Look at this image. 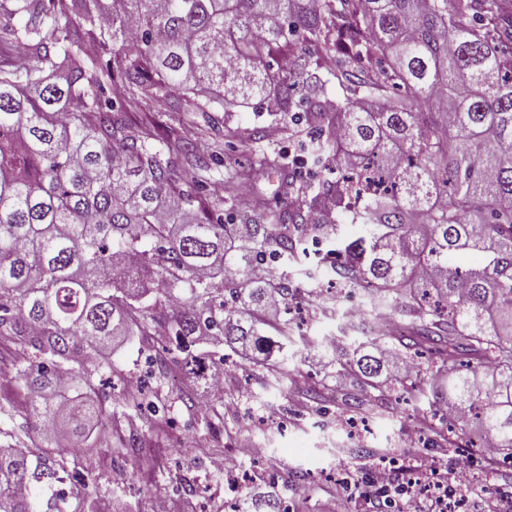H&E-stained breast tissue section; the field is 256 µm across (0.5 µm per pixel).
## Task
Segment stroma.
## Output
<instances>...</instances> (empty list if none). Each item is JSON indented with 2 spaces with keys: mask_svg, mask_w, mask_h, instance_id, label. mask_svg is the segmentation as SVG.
I'll list each match as a JSON object with an SVG mask.
<instances>
[{
  "mask_svg": "<svg viewBox=\"0 0 512 512\" xmlns=\"http://www.w3.org/2000/svg\"><path fill=\"white\" fill-rule=\"evenodd\" d=\"M132 117L137 122L151 121L161 135L176 126L182 140L204 156L217 157V164L206 171L184 163L177 168L179 176L202 181L203 194L215 208L224 206L218 182L221 169L243 172L241 186L253 206L238 213L237 223L275 224L284 211L298 206L297 196L285 195L282 189L285 175L299 171L290 121L254 112L246 105L202 114L191 111L180 97L145 102ZM272 125L279 127V139L268 136ZM260 144L291 157L286 174L249 177L254 150ZM288 270L296 293L281 318L290 327L294 363L302 381L273 386L268 361L239 362L223 344L207 338L198 349L224 356L223 369L233 380L232 405L214 402L209 415L201 416L185 406L178 387L147 374L142 387L153 393L157 409L132 417L119 400L126 376L139 371L149 345L137 335L114 342L103 359L112 369L107 406L113 418L95 423V447L76 444L67 458L73 474L84 472L85 457L99 460V468L87 475L90 485L97 488L102 512H152L153 500L159 496L171 503V512H224V476L209 466L215 455L251 475L238 512H249L251 495L271 491L286 499L290 512H397L396 505L380 497L369 481L382 462L392 464L399 482L427 462L444 472L469 470L471 482L482 492L469 496L465 512H486L488 500L511 497L512 467L484 461L483 431L471 426L465 433L455 432L447 419L434 416L433 397L410 399L400 388L408 379L406 373H391L377 390L364 388L353 377L337 379L334 365L315 344L321 337L332 336L339 349L349 350L365 341L361 321L346 320L345 315L349 305L364 307L368 300L361 294H346L318 256L297 254ZM357 398L361 407L350 408V401ZM159 416L166 425L162 432L152 434L145 450L117 447V429L150 432ZM244 438L252 441L254 451L240 457L235 448ZM271 453L281 461L273 478L262 473ZM186 474L197 488L191 496L181 483Z\"/></svg>",
  "mask_w": 512,
  "mask_h": 512,
  "instance_id": "35a3bbf8",
  "label": "stroma"
}]
</instances>
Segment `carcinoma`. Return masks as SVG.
I'll return each mask as SVG.
<instances>
[{"mask_svg": "<svg viewBox=\"0 0 512 512\" xmlns=\"http://www.w3.org/2000/svg\"><path fill=\"white\" fill-rule=\"evenodd\" d=\"M15 39L29 68L0 69V400H27L39 441L0 445V512H40L22 490L66 480L62 437L87 438L109 415L92 363L116 336H174L158 373L208 390L200 336H219L241 360L281 354L288 324L263 334L288 273L265 267L322 233L321 261L376 307L393 282L412 285L397 310L426 315L411 348L439 345L450 367L435 406L460 430L477 419L512 459V0H20ZM112 51L105 60L102 52ZM327 72L362 96L328 108L306 73ZM189 97L288 117L310 138L313 161L335 175L285 183L304 196L282 223L233 224L177 160L208 164L175 129L159 140L131 131L146 100ZM256 164L286 168L260 148ZM320 212L311 224L310 213ZM362 227L353 240L338 219ZM458 252L481 255L464 271ZM470 363L455 365L461 354ZM398 349L359 344L336 375L357 368L379 384ZM125 408L151 406L126 391ZM53 508L96 512L89 484ZM253 512H285L259 493Z\"/></svg>", "mask_w": 512, "mask_h": 512, "instance_id": "cac0c4a2", "label": "carcinoma"}]
</instances>
